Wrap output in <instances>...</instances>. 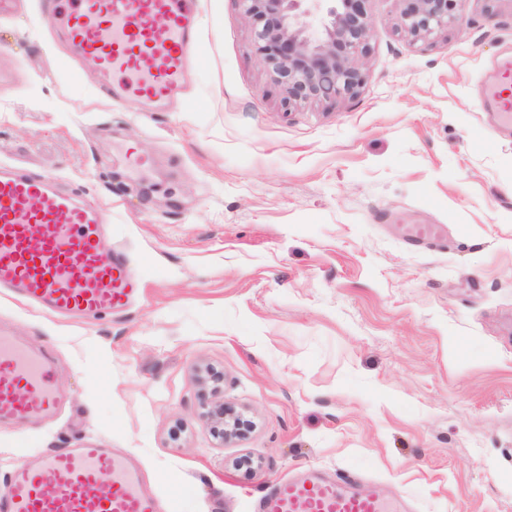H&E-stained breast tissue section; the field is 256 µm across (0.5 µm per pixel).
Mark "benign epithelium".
I'll use <instances>...</instances> for the list:
<instances>
[{"label": "benign epithelium", "mask_w": 512, "mask_h": 512, "mask_svg": "<svg viewBox=\"0 0 512 512\" xmlns=\"http://www.w3.org/2000/svg\"><path fill=\"white\" fill-rule=\"evenodd\" d=\"M254 34L255 53L290 106L356 97L374 29L366 0H238ZM396 28L427 42L453 28L466 30L470 0H398ZM203 417L223 440L237 437L241 417L222 407Z\"/></svg>", "instance_id": "obj_1"}]
</instances>
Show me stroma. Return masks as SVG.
I'll use <instances>...</instances> for the list:
<instances>
[{
    "mask_svg": "<svg viewBox=\"0 0 512 512\" xmlns=\"http://www.w3.org/2000/svg\"><path fill=\"white\" fill-rule=\"evenodd\" d=\"M40 0H0V162L109 213L142 295L88 324L0 295L49 346L52 421L19 449L93 441L140 466L169 512H254L302 471L354 477L416 512H512V126L482 102L512 0L421 44L368 0L357 97L287 108L238 0H203L205 59L161 106L106 99ZM440 224L448 244L406 233ZM209 365L218 388L198 382ZM221 403L244 422L221 442Z\"/></svg>",
    "mask_w": 512,
    "mask_h": 512,
    "instance_id": "obj_1",
    "label": "stroma"
}]
</instances>
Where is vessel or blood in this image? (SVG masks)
I'll use <instances>...</instances> for the list:
<instances>
[{
	"label": "vessel or blood",
	"mask_w": 512,
	"mask_h": 512,
	"mask_svg": "<svg viewBox=\"0 0 512 512\" xmlns=\"http://www.w3.org/2000/svg\"><path fill=\"white\" fill-rule=\"evenodd\" d=\"M200 0H42L77 58L108 77L106 96L162 103L204 59ZM51 174L0 165V288L68 317L128 306L137 296L106 241L107 216L59 191ZM63 401L49 351L0 329V426L54 415ZM130 457L94 443L59 453H18L0 512H164ZM255 512H396L380 494L319 476L288 478Z\"/></svg>",
	"instance_id": "vessel-or-blood-1"
}]
</instances>
